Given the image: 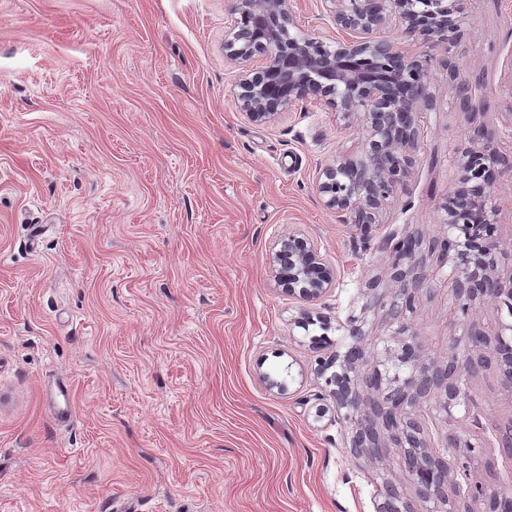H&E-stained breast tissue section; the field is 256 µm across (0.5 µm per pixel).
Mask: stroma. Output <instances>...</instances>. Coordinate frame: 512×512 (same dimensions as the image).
<instances>
[{
    "mask_svg": "<svg viewBox=\"0 0 512 512\" xmlns=\"http://www.w3.org/2000/svg\"><path fill=\"white\" fill-rule=\"evenodd\" d=\"M330 0H294V31L331 42ZM231 0H0V512H375L386 486L415 490L403 449L371 459L317 372L316 341L346 351L360 327L381 368L400 347L388 309L391 244L451 237L442 205L473 129L512 155V0H468L455 49L476 95L463 111L445 54L416 164L375 224L327 209L320 170L360 119L325 102L272 121L238 108L242 68L224 54ZM492 194L512 271V175ZM292 231L318 242L335 285L307 306L269 257ZM408 320L424 357L448 358L451 263ZM314 315L302 325L303 310ZM74 413L55 420L58 380ZM276 388H268V381ZM408 416L440 455L476 446L461 487L512 488L498 435L512 394L496 367Z\"/></svg>",
    "mask_w": 512,
    "mask_h": 512,
    "instance_id": "1",
    "label": "stroma"
}]
</instances>
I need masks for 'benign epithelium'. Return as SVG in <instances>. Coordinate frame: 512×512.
Instances as JSON below:
<instances>
[{
	"mask_svg": "<svg viewBox=\"0 0 512 512\" xmlns=\"http://www.w3.org/2000/svg\"><path fill=\"white\" fill-rule=\"evenodd\" d=\"M232 2V13L240 20L225 35L226 57L239 63L265 58L259 69L244 71L239 83L238 105L251 121L266 123L304 99H325L346 115L362 116V132L350 152L323 168L318 185L328 208L352 214L354 223L362 227L375 223L379 210L409 176L419 147L418 117L433 101L424 60L384 35L390 21L398 22L427 51L441 48L447 53L449 86L456 88L462 110L473 109L472 85L461 77L453 54L461 37L465 0H432L433 9L424 16L414 9L415 0H330L337 29L332 46L316 38L291 36L292 0ZM458 164L461 186L443 204L444 223L456 232V240L425 242L409 236L393 246V278L401 283L403 304H392L390 316L401 336L397 360L410 367V375L395 387L384 386L385 376L370 362L358 328L351 330L353 343L345 354L321 356L318 367L336 404L348 410L345 419L354 424L352 446L357 452L380 454L386 432L398 445H408L404 464L422 499L443 505V512H472L470 501L484 503V512H512L511 499L480 482L465 494L448 484L450 462L430 454L415 423L405 417L406 407L416 398L441 387L446 400H458L459 372L477 375L488 365L483 351L490 347L512 393V343L505 339L506 333H512V323L470 325L466 339L471 356L461 363L453 355L445 366L433 368L424 362L405 320L404 306L414 303V290L427 278L424 250L437 251L443 259L454 251L455 306L448 312L450 320H465L477 302L503 296L510 301L512 316V275L505 282L497 274L498 209L491 194L503 169L512 170V162L496 150L492 133L477 129L458 149ZM270 266L277 286L308 304L322 300L337 278L318 244L302 233L291 232L280 240ZM358 381L370 392L383 394L380 402L368 398V412H361L362 399L354 389ZM377 512L414 510L389 486Z\"/></svg>",
	"mask_w": 512,
	"mask_h": 512,
	"instance_id": "7a95c632",
	"label": "benign epithelium"
}]
</instances>
